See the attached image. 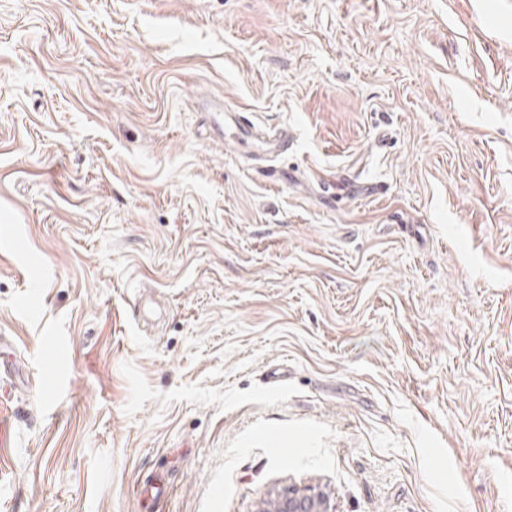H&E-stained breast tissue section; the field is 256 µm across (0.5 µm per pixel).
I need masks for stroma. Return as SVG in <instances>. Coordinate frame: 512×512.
I'll return each mask as SVG.
<instances>
[{
  "instance_id": "1",
  "label": "stroma",
  "mask_w": 512,
  "mask_h": 512,
  "mask_svg": "<svg viewBox=\"0 0 512 512\" xmlns=\"http://www.w3.org/2000/svg\"><path fill=\"white\" fill-rule=\"evenodd\" d=\"M0 364V512H512V0H0ZM257 512H333L328 496L294 488L271 493L260 502Z\"/></svg>"
}]
</instances>
